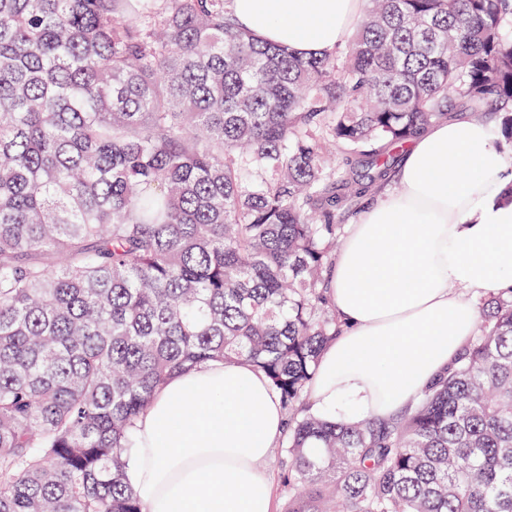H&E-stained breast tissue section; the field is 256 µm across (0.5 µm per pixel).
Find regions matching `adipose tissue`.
<instances>
[{"label":"adipose tissue","instance_id":"obj_1","mask_svg":"<svg viewBox=\"0 0 512 512\" xmlns=\"http://www.w3.org/2000/svg\"><path fill=\"white\" fill-rule=\"evenodd\" d=\"M365 0H231L238 24L301 54L346 40ZM398 191L371 202L339 249L327 297L340 331L307 389L310 410L386 418L446 374L479 316L471 296L512 290V167L489 124L460 116L413 138ZM206 399L195 420L175 405ZM285 412L263 372L208 361L172 376L133 424L125 480L145 512H271L263 469Z\"/></svg>","mask_w":512,"mask_h":512}]
</instances>
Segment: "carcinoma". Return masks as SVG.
Returning <instances> with one entry per match:
<instances>
[{
	"label": "carcinoma",
	"mask_w": 512,
	"mask_h": 512,
	"mask_svg": "<svg viewBox=\"0 0 512 512\" xmlns=\"http://www.w3.org/2000/svg\"><path fill=\"white\" fill-rule=\"evenodd\" d=\"M512 0H370L298 56L227 0H0V512H142L122 450L209 360L261 370L287 512H512V297L387 420L309 412L339 217L459 104L512 143Z\"/></svg>",
	"instance_id": "cac0c4a2"
}]
</instances>
